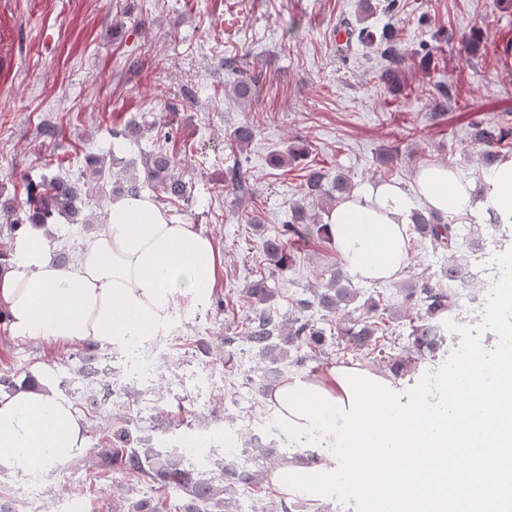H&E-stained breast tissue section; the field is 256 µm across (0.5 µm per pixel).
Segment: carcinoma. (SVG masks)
Listing matches in <instances>:
<instances>
[{"instance_id":"cac0c4a2","label":"carcinoma","mask_w":512,"mask_h":512,"mask_svg":"<svg viewBox=\"0 0 512 512\" xmlns=\"http://www.w3.org/2000/svg\"><path fill=\"white\" fill-rule=\"evenodd\" d=\"M386 47L383 51L385 65L381 70V81L387 90L398 94L404 89V53L397 39L390 33L383 34ZM258 77L240 81L233 87L234 95L248 101L255 95ZM232 141L241 148L254 137V128L248 123L234 128ZM512 137V130L490 123L476 125L475 141L483 147V157L496 162L500 146ZM140 140L139 129L132 128L123 139L112 143V163L120 166V177L112 183V195L137 197L144 188L163 194L171 202L187 201L191 189L175 172L172 155L163 148H137L131 145ZM328 173L322 168H312L305 174L304 196L311 199L326 198L335 203L350 195L351 178L344 172H336L331 190H326ZM80 188L58 177H45L29 186L25 206L27 221L32 224H47L55 216H66L70 223L90 224L93 218H80L77 206ZM292 221L283 225V230L262 241L263 254L278 273L283 274L293 266V259L285 246V239L295 237L301 241L326 237L325 225L306 216L300 206L293 208ZM414 232L422 240L434 244V249L448 253L447 263L440 266L441 274L448 275V284L442 280L416 277L401 290L403 316L409 318L410 331L406 336L410 351L422 355H433L443 350L448 328L445 322L453 318L458 307V296L452 287L460 268L469 263L472 254L484 240L463 231L461 225L437 212L416 211L412 217ZM278 293L277 288L260 277L245 289L252 308L245 317L241 336L224 337L225 364L233 359L236 340L246 343L267 365L266 380L258 385L254 395L269 391L292 366L303 368L311 362L328 357L329 348L336 347L342 353L373 361L387 362L399 379L413 381L416 372L415 360L397 358L391 351L399 337L385 321L388 299L381 292L358 303L359 291L351 287L341 269L330 275L329 282L312 291V295L295 301V310L284 317L270 302ZM334 324L333 332L318 326V320ZM98 345L84 344L77 369L81 375L93 370L90 364L96 357ZM96 456L100 462L112 468L115 474L142 478L170 492L172 503L151 495L127 497L123 501V512H242L235 498L241 487L258 486L265 471L281 464L287 455L279 448H271L266 456L252 460H236L228 457L216 462L217 471L206 475L200 466L191 462L187 453L164 451L159 448H133L131 435L125 428L112 432V436L99 443Z\"/></svg>"}]
</instances>
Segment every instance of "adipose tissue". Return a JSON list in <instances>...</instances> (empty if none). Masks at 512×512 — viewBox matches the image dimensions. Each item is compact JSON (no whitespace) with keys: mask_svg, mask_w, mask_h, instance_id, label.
I'll use <instances>...</instances> for the list:
<instances>
[{"mask_svg":"<svg viewBox=\"0 0 512 512\" xmlns=\"http://www.w3.org/2000/svg\"><path fill=\"white\" fill-rule=\"evenodd\" d=\"M490 182L482 202L471 181L441 164L419 167L408 189L366 182L329 213L326 231L353 277L390 282L409 263L406 226L415 210L459 224L481 223L487 208L512 216V164ZM54 247L46 226H18L14 257L0 274V316L14 339L128 352L207 310L224 272L211 236L146 195L113 198L105 223L94 226L71 264L57 266ZM37 373L38 385L0 395V476L25 477L42 465L62 470L87 449L86 418L57 393L52 368ZM334 473L294 453L268 480L292 496L318 499L335 491Z\"/></svg>","mask_w":512,"mask_h":512,"instance_id":"adipose-tissue-1","label":"adipose tissue"}]
</instances>
